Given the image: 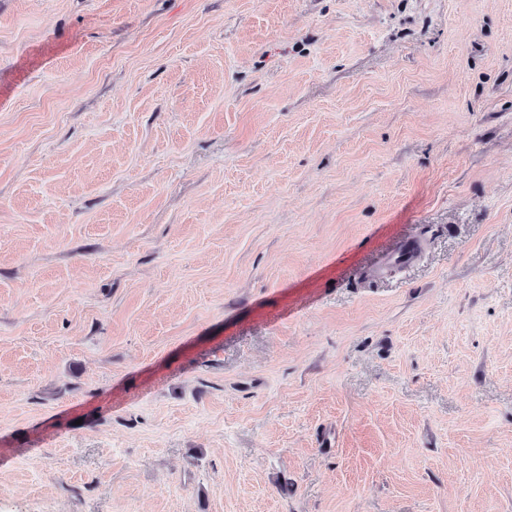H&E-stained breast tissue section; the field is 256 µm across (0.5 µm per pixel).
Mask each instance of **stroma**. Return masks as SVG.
<instances>
[{
  "label": "stroma",
  "instance_id": "stroma-1",
  "mask_svg": "<svg viewBox=\"0 0 512 512\" xmlns=\"http://www.w3.org/2000/svg\"><path fill=\"white\" fill-rule=\"evenodd\" d=\"M0 512H512V0H0Z\"/></svg>",
  "mask_w": 512,
  "mask_h": 512
}]
</instances>
